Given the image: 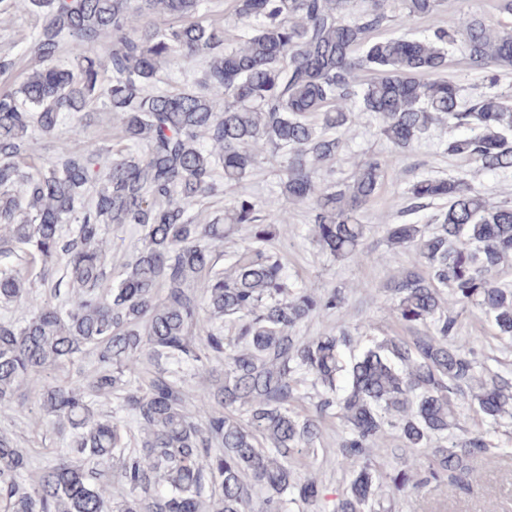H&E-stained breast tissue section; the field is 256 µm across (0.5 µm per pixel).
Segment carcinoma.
Segmentation results:
<instances>
[{"mask_svg":"<svg viewBox=\"0 0 512 512\" xmlns=\"http://www.w3.org/2000/svg\"><path fill=\"white\" fill-rule=\"evenodd\" d=\"M213 2L0 0V12L35 14L38 62L12 85L4 77L17 55L0 50V304L26 310L0 321V414L76 357L90 351L97 363L89 379L41 389L40 415L71 437L36 475L30 450L0 430V512H293L319 496L299 466L317 455L330 416L349 428L339 453L351 480L336 512H375L382 486L406 495L431 480L458 482L492 450L484 432L461 425L458 405L478 421L512 422V376L475 359L448 311L474 305L512 335V284L494 279L512 258V199L491 204L463 178L407 188L401 222L384 235L390 258L412 251L416 261L384 288L410 335L375 341L348 364V327L299 335L308 319L341 311L343 292L314 294L270 249L288 233L290 211L306 206L316 245L367 261L358 212L439 123L461 131L448 154L512 174V93L495 90L512 70V29L469 15L409 40L369 41L390 22L389 0L356 13L354 0H233L231 36L221 21L196 19ZM444 4L400 0V10L417 21ZM459 42L488 87L468 104L441 77ZM193 58L206 63L202 88L156 87L162 70ZM365 71L377 77L362 83ZM95 112L112 115L137 150L114 159L86 141L45 167H22L35 134ZM363 119L387 151L346 182L329 180L340 132ZM259 145L281 158L279 192L262 201L244 192L226 223L201 222L194 207L223 192L216 171L228 185L247 180ZM436 200L448 209L433 223L410 222ZM108 224L141 232L112 288L102 287ZM235 233L244 246L216 268V248ZM60 258L64 302L37 301L36 278L61 294ZM192 376L213 403L203 421L188 406ZM95 397L116 399V410L99 414ZM304 399L314 415L296 411ZM120 412L138 425L132 443ZM390 430L405 457L378 470L370 450Z\"/></svg>","mask_w":512,"mask_h":512,"instance_id":"obj_1","label":"carcinoma"}]
</instances>
